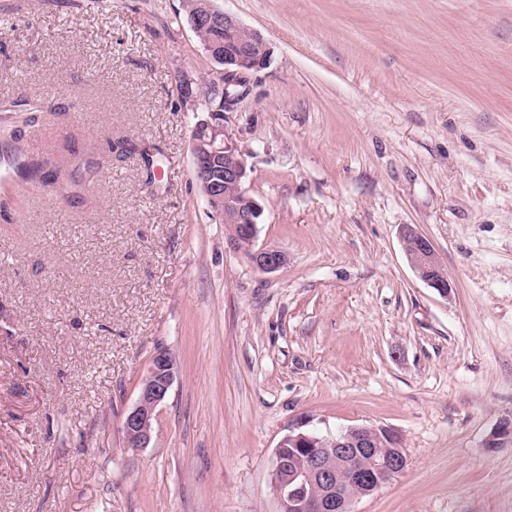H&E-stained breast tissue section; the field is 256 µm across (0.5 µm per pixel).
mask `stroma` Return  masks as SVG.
Wrapping results in <instances>:
<instances>
[{
	"label": "stroma",
	"instance_id": "1",
	"mask_svg": "<svg viewBox=\"0 0 512 512\" xmlns=\"http://www.w3.org/2000/svg\"><path fill=\"white\" fill-rule=\"evenodd\" d=\"M217 5L273 50L227 123L271 274L200 191L177 82L214 63L181 0H0V98L61 108L0 121V155L77 185L0 209V512H279L300 423L400 436L407 469L356 512H512V439L487 445L512 422V0ZM160 349L176 378L132 451ZM403 239L407 257L419 279L436 289L442 296H448L451 288L448 274L438 260L431 241L409 226L403 230ZM174 377L173 357L167 350H158L152 357L149 371L140 384L135 404L122 415L121 429L125 442H136L133 451L149 445L156 410L167 398Z\"/></svg>",
	"mask_w": 512,
	"mask_h": 512
}]
</instances>
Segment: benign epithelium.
I'll return each instance as SVG.
<instances>
[{"instance_id": "benign-epithelium-1", "label": "benign epithelium", "mask_w": 512, "mask_h": 512, "mask_svg": "<svg viewBox=\"0 0 512 512\" xmlns=\"http://www.w3.org/2000/svg\"><path fill=\"white\" fill-rule=\"evenodd\" d=\"M198 21L224 24V35L232 43L224 47L220 68L224 111L207 113L192 129L191 150L201 192L220 223L241 225V233L227 235V247L260 271L274 273L287 265L288 255L277 247H256L263 209L246 187L248 154L227 129L228 114L247 91L250 76L268 65L271 49L259 31L217 9L213 0H208ZM403 239L419 279L448 296V274L431 241L409 226ZM174 377L173 357L158 350L135 404L122 415L124 439L135 441V449L149 445L156 410L167 398ZM407 465L400 437L389 428L354 425L334 435L294 429L274 449L269 481L283 512H354L355 501L378 492Z\"/></svg>"}]
</instances>
